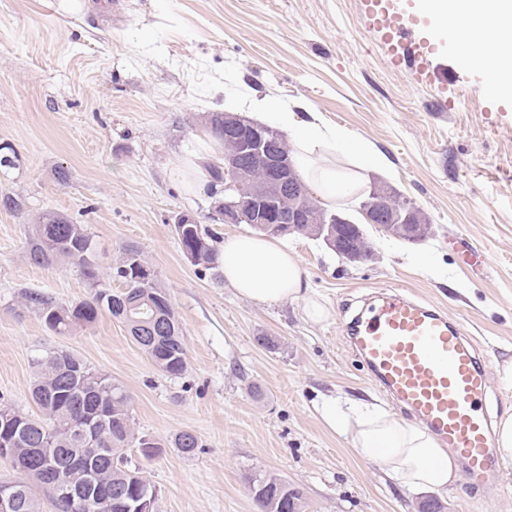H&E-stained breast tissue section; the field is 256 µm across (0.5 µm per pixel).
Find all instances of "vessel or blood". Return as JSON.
<instances>
[{
  "instance_id": "1",
  "label": "vessel or blood",
  "mask_w": 512,
  "mask_h": 512,
  "mask_svg": "<svg viewBox=\"0 0 512 512\" xmlns=\"http://www.w3.org/2000/svg\"><path fill=\"white\" fill-rule=\"evenodd\" d=\"M389 51L410 50L412 68L426 66L431 47L406 13L407 0H365ZM370 377L418 419L437 441L456 452L471 479L490 483L500 464L482 403L487 372L462 329L447 313L397 294L371 308L350 328Z\"/></svg>"
}]
</instances>
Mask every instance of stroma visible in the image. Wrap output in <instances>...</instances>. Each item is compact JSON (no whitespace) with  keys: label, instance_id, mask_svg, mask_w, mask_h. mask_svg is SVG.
I'll list each match as a JSON object with an SVG mask.
<instances>
[{"label":"stroma","instance_id":"1","mask_svg":"<svg viewBox=\"0 0 512 512\" xmlns=\"http://www.w3.org/2000/svg\"><path fill=\"white\" fill-rule=\"evenodd\" d=\"M438 45L443 88L392 62L361 0H0V146L17 156L0 167V200H14L0 204V401L34 412L33 360L57 350L120 383L137 434L165 445L147 462L127 451L159 491L156 512H259L249 480L265 472L301 488L305 512H417L427 493L360 459L316 407L336 396L400 412L346 325L363 305L403 293L462 325L485 361L491 419L512 413V105L482 74L458 68L446 38ZM254 97L343 131L339 165H366L362 144L384 155L370 182L416 203L432 224L429 239L411 244L343 204L376 252L358 266L318 241L285 237L330 312L319 324L301 301L259 306L223 276L198 273L174 231L183 217L219 244L249 233L219 219L212 189L188 194L171 171L194 153L221 163L204 118ZM48 213L86 225L112 290L123 247L141 250L181 322L182 375L157 370L111 315L58 335L25 306L28 289L67 305L92 294L74 265L30 262L28 238ZM183 430L201 441L194 455L169 445ZM503 467L494 485L460 475L437 493L441 512H512V461Z\"/></svg>","mask_w":512,"mask_h":512}]
</instances>
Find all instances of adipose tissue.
<instances>
[{
    "instance_id": "obj_1",
    "label": "adipose tissue",
    "mask_w": 512,
    "mask_h": 512,
    "mask_svg": "<svg viewBox=\"0 0 512 512\" xmlns=\"http://www.w3.org/2000/svg\"><path fill=\"white\" fill-rule=\"evenodd\" d=\"M424 7L465 63L487 78L499 98L511 100L512 0H424ZM251 109L259 121L275 115L290 133L294 165L326 203L348 202L363 188L361 172L339 167L331 157L333 133L299 127L294 113L275 112L266 100L254 101ZM219 258L225 281L240 296L260 305L300 300L309 319L328 317V310L309 296L304 270L282 243L263 236H231ZM317 412L363 460L378 464L407 490L441 492L459 478L455 457L417 423L382 408L345 412L332 399L323 401Z\"/></svg>"
}]
</instances>
